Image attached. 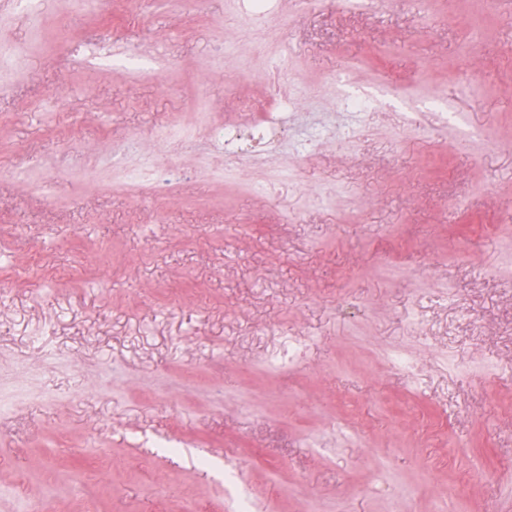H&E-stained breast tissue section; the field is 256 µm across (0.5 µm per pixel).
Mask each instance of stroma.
<instances>
[{
	"label": "stroma",
	"mask_w": 512,
	"mask_h": 512,
	"mask_svg": "<svg viewBox=\"0 0 512 512\" xmlns=\"http://www.w3.org/2000/svg\"><path fill=\"white\" fill-rule=\"evenodd\" d=\"M247 9L0 12V512H512V5Z\"/></svg>",
	"instance_id": "obj_1"
}]
</instances>
